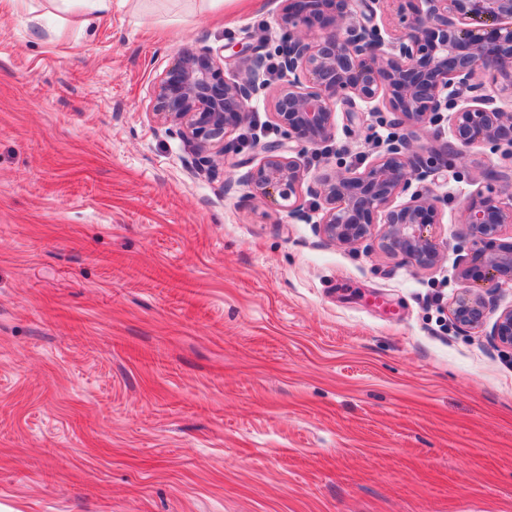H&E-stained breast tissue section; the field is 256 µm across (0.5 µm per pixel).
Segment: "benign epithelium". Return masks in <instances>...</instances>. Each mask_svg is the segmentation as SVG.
Masks as SVG:
<instances>
[{
  "label": "benign epithelium",
  "instance_id": "1",
  "mask_svg": "<svg viewBox=\"0 0 512 512\" xmlns=\"http://www.w3.org/2000/svg\"><path fill=\"white\" fill-rule=\"evenodd\" d=\"M381 0H283L278 23L288 37L281 71L287 84L271 96L282 138L262 146L258 164L233 163L239 183L293 218L303 200L319 202L321 234L343 246L377 250L429 269L442 247L440 198L431 188L474 145L512 153V0H396L403 30L376 21ZM242 73L226 74L209 46L177 57L152 92L155 119L178 129L191 155L209 161L238 153L229 132L250 121L252 102L270 86L259 48L242 55ZM393 115L386 146L365 166L324 167L299 161L321 154L335 137L337 113L349 121L366 112ZM448 120L451 141L419 147L415 134ZM485 176L499 191L478 190L465 203L458 277L465 287L448 310L464 331L485 329L512 350V305L496 292L512 283V242L496 243L512 227V167ZM382 217L381 227L376 218Z\"/></svg>",
  "mask_w": 512,
  "mask_h": 512
}]
</instances>
